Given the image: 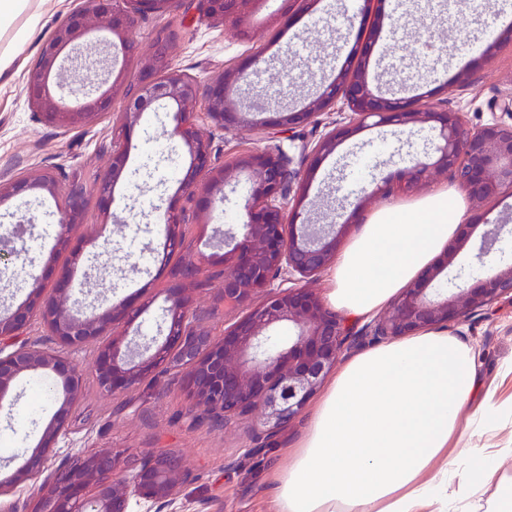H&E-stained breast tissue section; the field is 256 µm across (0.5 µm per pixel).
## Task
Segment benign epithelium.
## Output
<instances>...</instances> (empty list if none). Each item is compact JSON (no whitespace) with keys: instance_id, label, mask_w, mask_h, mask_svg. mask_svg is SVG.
<instances>
[{"instance_id":"obj_1","label":"benign epithelium","mask_w":512,"mask_h":512,"mask_svg":"<svg viewBox=\"0 0 512 512\" xmlns=\"http://www.w3.org/2000/svg\"><path fill=\"white\" fill-rule=\"evenodd\" d=\"M197 2L202 15L221 23L230 17L241 39L252 38L250 17L261 0ZM175 4L176 0H82V5L42 43L28 74L29 104L45 123L55 127L74 128L90 122L110 100L112 89L105 88L113 74L109 48L118 43L125 55H135L130 30L137 18L167 12ZM91 16L100 19L113 37L96 56L84 51ZM137 64L139 78L128 87V108L112 142V164L94 188L77 183L65 191L64 224L57 236V249L67 245L70 227L81 220L93 200L111 198L127 164L135 125L148 106L164 102L175 109L177 116L172 135L181 139L190 156L189 166L178 177L182 195L195 196L204 183L210 193L221 190L232 167L249 172L253 178L252 190L243 204L247 217L243 237L230 250V266L222 288L224 303L243 309V313L222 337L192 324L189 291L201 283L196 279L198 267L187 263L173 270L179 284L167 289L164 339L155 336L143 343L132 339L123 358L119 357L118 345L125 334L116 332L115 326L128 315L124 299L113 300L100 313L78 316L72 313L75 301L68 289L54 288L23 302L6 316L1 314L0 408L12 409L16 401L12 386L24 376L49 383L56 405L40 440L24 461L27 475L42 479L34 488L40 500L33 512H128L133 497L148 503L149 512H163L176 502L178 488L186 478L182 457L161 448L143 455L140 468L129 481L112 478L116 462L109 453L68 454L58 464H51L57 455L55 441L69 426L84 381L64 349L108 338L98 350L95 363L99 386L108 392L136 387L162 365L170 370L185 368L184 388L194 421L227 424L258 413L271 438L298 416L308 398L336 369L346 343L363 339V334L349 329L318 296L295 286L297 278L314 276L332 263L343 234L333 224L290 223L286 200L305 191L301 172L291 168L282 150L276 148L242 158L231 166H219L212 157L211 140L198 128L195 104L202 96L206 116L215 126L225 129L245 124L266 133V121L257 118L262 109L242 105L227 93L229 81L246 83L249 74L243 70L233 76L223 74L202 88L172 64L162 38ZM338 101L361 124L370 120L375 125L403 127L437 124L432 161L413 162L403 191H413L430 168L450 173L458 188L472 200L485 201L506 188L512 189V122L476 128L458 112L446 108L420 110L410 101L386 98L369 82L364 60H345L336 76L319 82L315 97L302 110L281 112L279 132L291 131ZM341 140L342 132L333 130L312 147L302 145V152L317 161L334 153ZM32 190L54 196L60 186L48 171L34 177L1 180L0 204ZM158 223L162 224L165 249H179L183 245L181 226L187 223L185 210L173 203L159 215ZM511 232L506 224H489L482 233L475 259L485 269V277L478 285L437 288L435 281L448 277V267L469 237L451 243L444 264L431 269L426 280L404 289L389 310L374 321L369 331L372 340H390L459 323L502 297L512 298V262L492 258L497 241ZM277 279L286 287L268 291ZM35 319L56 336L61 349L18 342ZM285 324L289 336L276 335L275 331ZM7 343L14 349L6 354Z\"/></svg>"}]
</instances>
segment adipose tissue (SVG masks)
Returning <instances> with one entry per match:
<instances>
[{
	"label": "adipose tissue",
	"mask_w": 512,
	"mask_h": 512,
	"mask_svg": "<svg viewBox=\"0 0 512 512\" xmlns=\"http://www.w3.org/2000/svg\"><path fill=\"white\" fill-rule=\"evenodd\" d=\"M464 215L448 189L374 212L336 261L331 305L371 317L445 248ZM480 389L469 348L443 331L355 354L277 471L275 512H448L453 483L472 489L494 473L484 449L448 447ZM480 401L481 419H495L496 404Z\"/></svg>",
	"instance_id": "1"
}]
</instances>
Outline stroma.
I'll return each instance as SVG.
<instances>
[{
  "instance_id": "obj_1",
  "label": "stroma",
  "mask_w": 512,
  "mask_h": 512,
  "mask_svg": "<svg viewBox=\"0 0 512 512\" xmlns=\"http://www.w3.org/2000/svg\"><path fill=\"white\" fill-rule=\"evenodd\" d=\"M81 0H30L29 13L37 23L27 27L18 18L16 31L0 38L15 57L12 76L0 79V177L53 172L61 185L79 182L93 186L111 163L112 138L121 123L125 86H114L112 105L87 127L67 129L41 121L27 102V77L41 43ZM282 0H266L256 14L255 36L239 38L232 22L203 17L196 0H178L170 12L139 18L131 30L142 52H150L158 35L168 37L172 63L208 84L218 75L250 68L254 53L265 62L260 77L248 84L230 85L232 99H258L277 122L282 110L302 109L317 82L330 76L346 57L368 56L369 75L390 98L416 100L419 108L441 104L463 113L474 125L503 120L500 102L512 100V40L498 41L491 53L462 55V46L483 37L501 12L512 13V0H398L371 5L370 19L378 25L373 51H366L357 29L347 27L344 0H298L289 26L276 24ZM349 124L343 104L297 124L295 139L277 142L300 170H312L297 218L301 224H337L351 239L367 216L451 186L447 173L429 169L421 186L407 195L362 201L361 189L350 186L359 158L372 160L371 176L402 182L414 159L429 153L434 143L432 123L408 127H362L350 132L336 151L312 163L302 157L301 143H316L326 133ZM173 109L155 104L136 126L128 152L126 174L110 202H92L81 223L73 225L66 249L56 250L55 235L46 225L59 224L60 199L45 192L25 195L0 205V227L33 218L34 229L22 254L0 268V313L12 311L34 289L55 288L62 266H69L68 287L73 297L90 303L103 297L127 300L138 314L130 333L157 335L163 320L165 291L174 287L173 268L205 254L194 290L195 322L211 335L223 336L237 317L225 308L219 274L224 269L220 239L225 229L242 235L243 199L250 188L247 173L233 172L215 197L198 193L179 197L177 173L189 163L179 139ZM220 162L232 163L265 150L268 139L248 127L224 130L203 121ZM196 213L201 221L182 227L183 246L163 248L155 219L171 200ZM449 335L470 346L483 389L500 406L491 424L482 423L475 404L462 407L453 447L483 448L497 460L493 478L464 494L456 512H491L501 490L512 484V300L499 299L467 320L448 326ZM97 342L68 348L67 354L84 375L82 397L61 453L109 452L117 462L116 477L132 478L142 453L166 448L182 455L188 476L175 504L165 512H273L274 472L287 463L285 449L293 447L309 427L313 403L277 441L261 446L264 426L259 418L239 424L207 422L190 425L183 375L156 370L141 385L111 394L102 391L95 374ZM33 384L16 381L17 402L11 412L0 411V478L17 479L18 512H31L35 497L20 478L25 449L34 447L52 416L53 400L34 402Z\"/></svg>"
}]
</instances>
